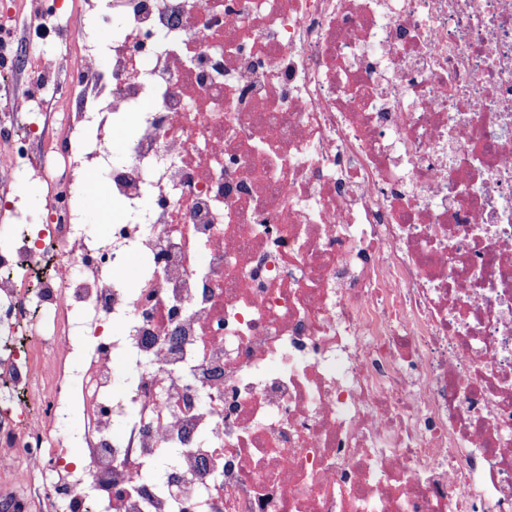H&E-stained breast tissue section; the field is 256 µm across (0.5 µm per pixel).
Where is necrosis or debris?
<instances>
[{
  "label": "necrosis or debris",
  "instance_id": "obj_1",
  "mask_svg": "<svg viewBox=\"0 0 512 512\" xmlns=\"http://www.w3.org/2000/svg\"><path fill=\"white\" fill-rule=\"evenodd\" d=\"M65 41L52 221L0 232V476L63 512H512V0H78ZM37 167L5 144L0 198ZM65 438L68 442V453L74 460H80L85 454L84 427L85 416L78 406H72L66 411Z\"/></svg>",
  "mask_w": 512,
  "mask_h": 512
}]
</instances>
